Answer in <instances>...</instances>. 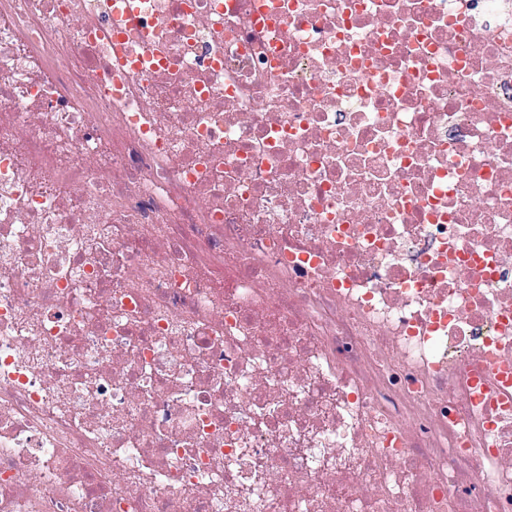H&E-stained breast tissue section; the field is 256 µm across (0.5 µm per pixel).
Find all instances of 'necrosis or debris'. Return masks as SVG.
I'll return each instance as SVG.
<instances>
[{"mask_svg":"<svg viewBox=\"0 0 512 512\" xmlns=\"http://www.w3.org/2000/svg\"><path fill=\"white\" fill-rule=\"evenodd\" d=\"M512 0H0V512H512Z\"/></svg>","mask_w":512,"mask_h":512,"instance_id":"necrosis-or-debris-1","label":"necrosis or debris"}]
</instances>
